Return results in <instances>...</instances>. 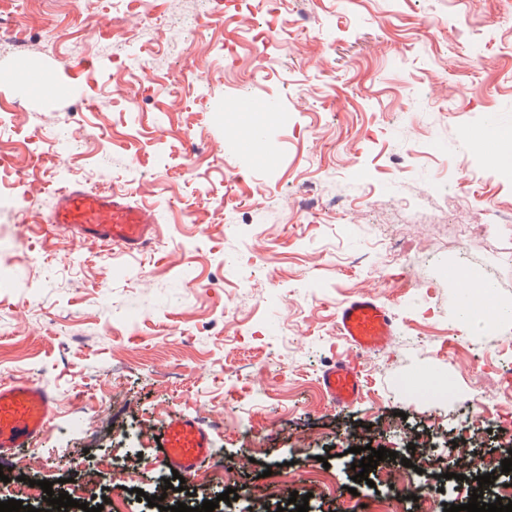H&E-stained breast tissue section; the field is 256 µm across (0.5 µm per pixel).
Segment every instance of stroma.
Masks as SVG:
<instances>
[{"label":"stroma","instance_id":"obj_1","mask_svg":"<svg viewBox=\"0 0 512 512\" xmlns=\"http://www.w3.org/2000/svg\"><path fill=\"white\" fill-rule=\"evenodd\" d=\"M0 0L15 40L0 46V167L27 180L0 188L26 199L0 226V246L31 256L0 270V378L52 392L55 418L12 453L0 501L29 481L82 483L120 512H160L137 501L172 467L157 437L170 416L211 421V446L249 496L221 500L212 463L185 475L214 512H277L275 494L300 478L309 512L375 504L353 483L349 448L405 453L410 437L444 467L469 447L473 398L512 393V321L465 325L448 267L495 283L512 305V227L453 239L484 224L486 206L512 212V148L485 153L470 131L512 140V0H286L287 42L253 45L255 14L241 0ZM152 52L136 109L105 106L113 90L114 25ZM36 68L69 94L46 98L22 75ZM287 113L265 146L276 167L253 166L237 147L255 122L227 114L238 90ZM67 131L80 150H47ZM201 148L192 175L184 140ZM81 185L131 194L158 222L151 248L114 250L39 233L59 190ZM315 193L336 209L297 207ZM407 240L404 257L376 275L375 225ZM367 292L396 322L391 345L360 354L361 397L340 408L319 388L345 345L336 306ZM435 376L453 393L422 398L406 381ZM355 492H348V485Z\"/></svg>","mask_w":512,"mask_h":512}]
</instances>
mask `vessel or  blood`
I'll list each match as a JSON object with an SVG mask.
<instances>
[{"instance_id": "obj_1", "label": "vessel or blood", "mask_w": 512, "mask_h": 512, "mask_svg": "<svg viewBox=\"0 0 512 512\" xmlns=\"http://www.w3.org/2000/svg\"><path fill=\"white\" fill-rule=\"evenodd\" d=\"M151 209L113 190L74 186L61 191L42 230H67L100 246H120L133 252L146 249L154 237ZM341 337L362 351L386 348L395 334L393 312L372 295L361 293L342 302L336 314ZM320 386L336 406L358 400L364 380L355 362L338 359L323 371ZM55 400L32 382H0V451L20 447L40 433L54 414ZM161 446L168 464L193 473L212 458L211 439L202 421L174 416L165 426Z\"/></svg>"}]
</instances>
